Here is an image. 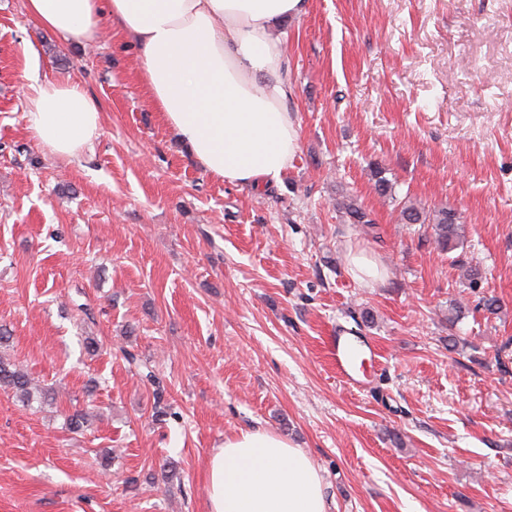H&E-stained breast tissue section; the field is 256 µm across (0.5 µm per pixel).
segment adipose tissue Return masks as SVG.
Returning a JSON list of instances; mask_svg holds the SVG:
<instances>
[{
    "label": "adipose tissue",
    "instance_id": "ef3b65f1",
    "mask_svg": "<svg viewBox=\"0 0 512 512\" xmlns=\"http://www.w3.org/2000/svg\"><path fill=\"white\" fill-rule=\"evenodd\" d=\"M306 0H25L40 28L94 42L105 22L137 45L141 78L190 158L228 185L278 181L299 149L284 50L270 36ZM28 128L51 153L79 159L101 129L76 80L29 78ZM208 512H327L308 454L256 428L225 439L207 462Z\"/></svg>",
    "mask_w": 512,
    "mask_h": 512
}]
</instances>
